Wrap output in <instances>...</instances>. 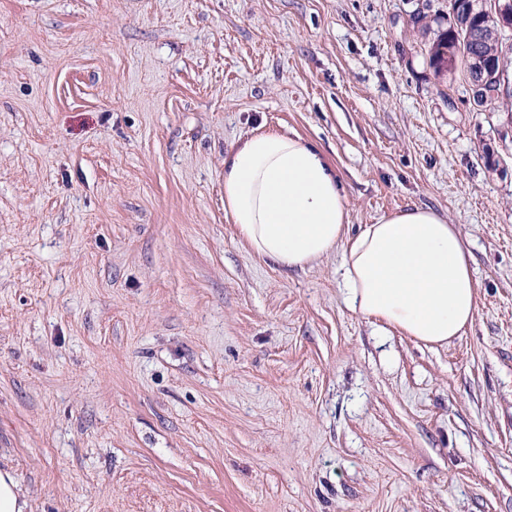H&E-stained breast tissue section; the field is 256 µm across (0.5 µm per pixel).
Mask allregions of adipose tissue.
I'll return each mask as SVG.
<instances>
[{"label": "adipose tissue", "instance_id": "ef3b65f1", "mask_svg": "<svg viewBox=\"0 0 512 512\" xmlns=\"http://www.w3.org/2000/svg\"><path fill=\"white\" fill-rule=\"evenodd\" d=\"M224 213L257 256L283 269L341 253L352 310L424 344L448 343L474 321L472 257L457 225L411 206L349 233L335 168L299 135L259 132L225 152Z\"/></svg>", "mask_w": 512, "mask_h": 512}]
</instances>
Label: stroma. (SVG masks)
I'll use <instances>...</instances> for the list:
<instances>
[{"label": "stroma", "instance_id": "1", "mask_svg": "<svg viewBox=\"0 0 512 512\" xmlns=\"http://www.w3.org/2000/svg\"><path fill=\"white\" fill-rule=\"evenodd\" d=\"M448 0H0V469L27 512H512V112L438 83ZM295 133L348 230L458 225L478 305L427 347L224 214ZM501 157L491 167L486 150ZM461 41L457 34L448 25V30L438 31L436 39L432 42L428 50L429 65L434 69H440L443 66L448 52L456 54L461 50Z\"/></svg>", "mask_w": 512, "mask_h": 512}]
</instances>
